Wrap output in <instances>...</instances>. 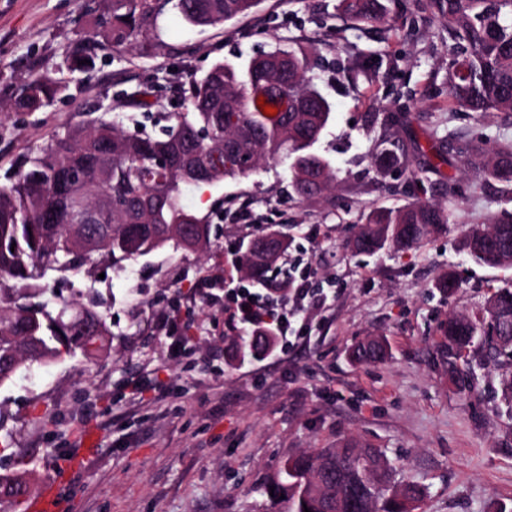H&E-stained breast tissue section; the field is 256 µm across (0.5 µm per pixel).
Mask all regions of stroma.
I'll use <instances>...</instances> for the list:
<instances>
[{"label":"stroma","instance_id":"35a3bbf8","mask_svg":"<svg viewBox=\"0 0 512 512\" xmlns=\"http://www.w3.org/2000/svg\"><path fill=\"white\" fill-rule=\"evenodd\" d=\"M110 0H0V182L55 132L123 115L126 129L151 114L180 112L179 89L214 63H240L281 46L314 52L311 75L333 105L316 145L337 171L336 189L309 202L281 166L188 192L185 203L211 218L202 254L165 249L138 258L133 279L110 262L97 292L112 319L107 353L63 358L36 368L34 382L0 388V468L31 461L35 481L53 475L57 454L74 467L57 495L67 512H264L259 486L303 451L353 439L382 449L398 480L427 490L420 512H512V414L495 368L479 371L474 391L457 390L435 362L449 314L482 307L512 269L473 262L461 248L470 226L512 211V187L484 181L453 200L456 229L405 253L348 250L363 213L419 195L449 200L445 179L427 175L413 188L404 169L377 170L371 159L385 112L408 113L407 135L432 123L439 135L512 141V114L484 116L449 107L448 30L435 17L412 27L358 28L337 0H261L255 12L215 27H192L171 10L119 52L98 49L92 71L69 72L66 56L99 28ZM362 57L345 77L336 65ZM41 76L66 90L35 112L12 104ZM277 225L291 252L314 256L310 303L291 343L264 359L228 365L223 295L243 286L231 248ZM454 271L457 290L436 286ZM222 294L194 296L198 276ZM174 319L186 336L172 353L158 327ZM385 338L389 356L351 363L348 350Z\"/></svg>","mask_w":512,"mask_h":512}]
</instances>
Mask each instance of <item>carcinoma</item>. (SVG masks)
<instances>
[{
	"mask_svg": "<svg viewBox=\"0 0 512 512\" xmlns=\"http://www.w3.org/2000/svg\"><path fill=\"white\" fill-rule=\"evenodd\" d=\"M338 0V12L357 25L404 27L429 13L446 21L453 41L448 61L466 75L448 78V106L467 112H512V0ZM258 0H111L101 20L108 50L132 44L147 20L169 5L192 26H217L246 15ZM311 54L300 46L277 48L245 64L217 62L192 78L185 111L161 115L160 132H129L117 117L102 114L69 126L26 158L0 184V386L10 383L33 362H49L66 354L97 356L108 336L106 317L95 295L74 292L57 306L40 299L35 284L46 269L92 274L102 260L120 268L152 252L190 250L167 236L170 228L194 223L197 249L210 244V225L185 209L183 194L204 185L200 170L216 158V182L247 178L263 165L282 159L296 194L319 200L336 188V171L315 149L327 127L332 104L313 78ZM63 89L43 77L29 80L16 110L34 112ZM265 101L274 115L262 112ZM385 135L376 147L380 170L406 167L410 152L419 149L398 135L400 116L384 114ZM430 156L420 175L442 174V167L469 165L480 181L512 183V143L489 139L450 142L425 130ZM254 157L244 166L240 156ZM164 160L163 170L155 162ZM455 223L447 203L418 197L403 206L371 209L358 227V252L374 255L393 249H418L432 235L446 233ZM463 248L477 264L506 268L512 259V213H493L486 225L473 228ZM245 277L259 285L278 282L270 276L267 251L253 241L243 257ZM87 319L98 335L87 338L67 329ZM276 345L275 336L240 333L231 339L228 361L243 364ZM358 362H381L382 339L372 337L352 347ZM436 360L448 380L461 391L476 387V369L489 364L499 370L505 405L512 406V283L495 289L484 307L452 314L440 330ZM366 489L371 512H414L425 491L396 481V468L379 448L349 440L339 448H321L289 458L259 489L266 512H357L349 488Z\"/></svg>",
	"mask_w": 512,
	"mask_h": 512,
	"instance_id": "1",
	"label": "carcinoma"
}]
</instances>
